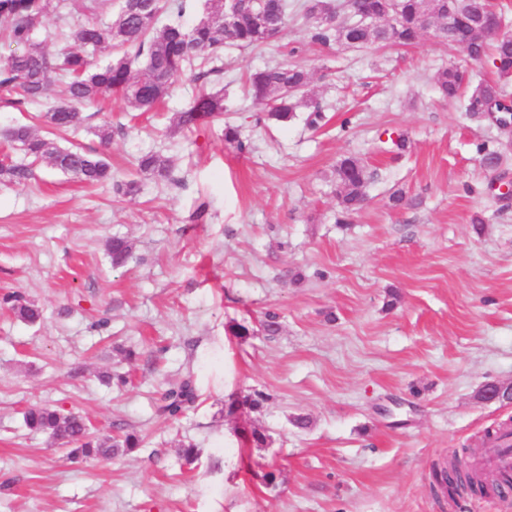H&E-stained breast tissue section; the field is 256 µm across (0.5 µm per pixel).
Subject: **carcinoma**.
Instances as JSON below:
<instances>
[{"label": "carcinoma", "instance_id": "1", "mask_svg": "<svg viewBox=\"0 0 512 512\" xmlns=\"http://www.w3.org/2000/svg\"><path fill=\"white\" fill-rule=\"evenodd\" d=\"M190 0H120L112 12V0H88L85 13L91 20L75 28L62 29L59 36L68 42L61 53H50L34 40L36 31L60 0H0V20L7 27L0 38L17 50L0 63V91L16 105L39 103L49 96L56 79L64 84V99L43 114L51 129L79 128L86 116L81 107L107 93L122 97L127 107L149 111L169 97L179 76L189 68L198 69L197 78L223 74L221 51L226 47L261 49L276 42L288 18L302 10L309 21L310 40L328 46L334 42L347 49L371 46H408L422 36L423 24L432 23L438 37L458 46L475 64L492 57L498 75L495 82L474 83L464 69L450 65L438 70L434 85L439 95L450 101L464 100L468 112L483 115L506 108L508 81L512 79V36L494 38L487 33L490 18L502 20L490 0H342L334 7L330 0H205L206 13L192 26L182 22ZM112 14L111 22L100 24L94 18ZM109 57L96 65L90 54ZM310 72L296 64L274 65L252 71L247 84L254 103L268 117L286 122L297 109L307 105L305 93ZM224 111L223 99L199 96L188 109L177 115L178 125L191 127ZM5 139L19 144L28 163H0V179L24 183L33 165L48 161L55 169L77 175L97 184L113 179L111 167L101 156L80 147L61 149L36 135L28 125H15L5 131ZM142 173L174 181L172 168L160 155L148 152L137 160ZM368 173L361 160L343 158L336 168V197L347 215L358 210L365 200ZM132 243L114 236L108 243L112 265L121 267L131 258ZM21 321L35 324L42 317L40 307L20 295L4 298ZM197 395L191 377L165 390L157 407L159 415L177 419L192 406ZM25 426L47 435L66 448L70 458L117 457L139 445L134 434L111 435L91 430L88 420L76 412L32 404L23 413ZM433 488L452 494L456 488L476 483L493 491L507 487L503 480L472 471L466 476L453 467L435 468Z\"/></svg>", "mask_w": 512, "mask_h": 512}]
</instances>
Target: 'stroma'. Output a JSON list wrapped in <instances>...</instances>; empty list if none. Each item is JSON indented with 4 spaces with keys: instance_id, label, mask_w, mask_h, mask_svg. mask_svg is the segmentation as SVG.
Segmentation results:
<instances>
[{
    "instance_id": "1",
    "label": "stroma",
    "mask_w": 512,
    "mask_h": 512,
    "mask_svg": "<svg viewBox=\"0 0 512 512\" xmlns=\"http://www.w3.org/2000/svg\"><path fill=\"white\" fill-rule=\"evenodd\" d=\"M463 60L429 31L409 47L316 45L293 17L265 50L226 49L221 79L185 71L153 112L113 95L65 135L40 106L0 102V131L27 124L104 151L116 179L141 184L129 197L46 163L25 183L0 181V296L43 310L27 324L0 308V512H512V493L431 490L435 466L512 422V401L479 397L485 384L512 386V198L498 190L512 183V134L439 99L434 74ZM291 61L312 74L323 127L306 124L307 107L260 121L247 96L246 70ZM202 87L225 110L183 128L176 114ZM229 123L245 150L225 141ZM484 148L499 152L495 170ZM149 151L179 185L139 171ZM349 155L369 181L346 217L336 167ZM115 235L134 245L120 268ZM268 311L274 336L260 330ZM188 376L194 406L159 419L162 392ZM257 391L267 399L255 410L245 399ZM32 402L142 445L68 458L25 427ZM188 442L191 465L178 455Z\"/></svg>"
}]
</instances>
